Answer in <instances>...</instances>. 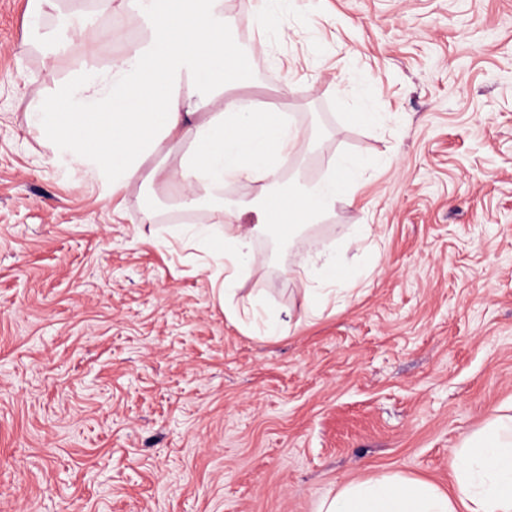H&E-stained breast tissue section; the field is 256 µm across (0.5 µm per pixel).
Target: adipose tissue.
Returning <instances> with one entry per match:
<instances>
[{
	"instance_id": "obj_1",
	"label": "adipose tissue",
	"mask_w": 512,
	"mask_h": 512,
	"mask_svg": "<svg viewBox=\"0 0 512 512\" xmlns=\"http://www.w3.org/2000/svg\"><path fill=\"white\" fill-rule=\"evenodd\" d=\"M146 30L133 53L112 64L107 90L66 86L38 101L30 128L65 171L84 169L110 196L140 179L174 183L178 209L207 208L223 232L204 225L178 239L207 248L210 280L221 305L232 304L240 279L261 257L254 238L291 239L334 212L354 180L350 163L327 161L318 182L286 186L280 172L308 138L278 106L244 92L248 66L224 34L223 0H120ZM174 167L144 171L158 153ZM260 182L259 194L225 205L226 184ZM316 512H512V416L465 439L456 452L454 487L444 492L400 475L350 482L327 494Z\"/></svg>"
}]
</instances>
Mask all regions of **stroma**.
Segmentation results:
<instances>
[{"label": "stroma", "mask_w": 512, "mask_h": 512, "mask_svg": "<svg viewBox=\"0 0 512 512\" xmlns=\"http://www.w3.org/2000/svg\"><path fill=\"white\" fill-rule=\"evenodd\" d=\"M256 7L224 0L252 90L319 146L284 179L357 168L294 244L256 242L238 295L288 317L270 338L174 241L210 222L177 187L110 198L28 130L34 99L131 54L140 19L0 0V512H315L395 473L448 491L464 440L512 415V0H288L283 39ZM70 12L89 55L53 50ZM330 241L360 283L309 318L301 264Z\"/></svg>", "instance_id": "35a3bbf8"}]
</instances>
